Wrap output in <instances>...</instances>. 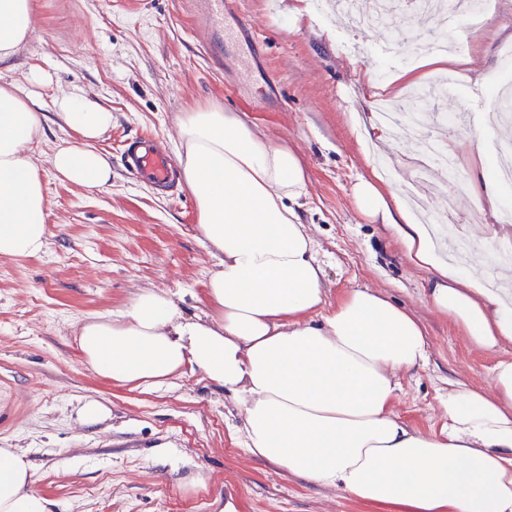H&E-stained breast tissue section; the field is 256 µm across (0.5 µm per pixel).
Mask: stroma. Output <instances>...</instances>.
Segmentation results:
<instances>
[{
	"label": "stroma",
	"instance_id": "1",
	"mask_svg": "<svg viewBox=\"0 0 512 512\" xmlns=\"http://www.w3.org/2000/svg\"><path fill=\"white\" fill-rule=\"evenodd\" d=\"M259 23L260 49L216 32L209 45L205 0H38L34 31L0 82L25 84L33 67L50 75L39 90L52 112L60 90L80 87L112 110L98 147L112 164V184L87 190L62 181L49 162L40 174L49 201V237L37 257H0V448H15L33 467L34 487L55 512H394L314 485L250 455L233 433L237 412L199 372L159 388L122 385L84 362L76 329L88 316L119 310L141 288L173 293L187 317L204 315V284L214 259L196 230L185 186L161 192L135 180L121 161L124 145L153 135L174 150L179 112L220 102L247 113L270 135L288 141L308 176L303 218L319 246L331 301L350 289L377 288L425 326L429 360L402 378L393 409L409 425H443L441 396L449 381L491 389L496 352L472 346L424 293L426 272L413 267L385 225L357 213L352 187L370 169L362 154L399 160L408 145L370 123L380 96L392 95L405 70L427 81L432 67L388 53L389 27L403 44L414 35L465 45L470 74L454 89L426 99L430 114L467 111L466 130L422 123V134L449 143L464 165L463 193L447 195L448 169L435 164L433 213L453 210L468 227L483 266L512 267L496 234L512 237L497 208L478 205L474 186L491 177L512 126L491 123V75L500 46L512 42V0H494L487 25L447 28L425 13L399 9L389 26L362 28L319 10L316 0H227L225 28ZM356 53L345 51V44ZM94 398L110 416L77 419Z\"/></svg>",
	"mask_w": 512,
	"mask_h": 512
}]
</instances>
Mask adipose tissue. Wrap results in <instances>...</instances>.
<instances>
[{
  "mask_svg": "<svg viewBox=\"0 0 512 512\" xmlns=\"http://www.w3.org/2000/svg\"><path fill=\"white\" fill-rule=\"evenodd\" d=\"M35 12L36 0H0V64L30 38ZM49 80L34 68L27 87L0 83V257H35L47 246L41 145L63 180L112 183L98 147L111 109L78 87L60 92L55 120L75 138L50 140L37 93ZM176 126L181 178L215 258L208 310L191 319L173 294L145 289L125 309L85 318L78 344L93 372L137 387L200 372L238 410L250 454L355 501L396 512H512V355L493 365V393L449 382L439 431L408 425L393 402L403 375L428 360L426 329L367 286L330 302L300 213L308 179L298 154L217 103L179 113ZM352 194L359 213L427 271L429 303L474 347L512 344L511 291L448 261L381 177L361 178ZM33 483L24 455L0 448V512H52Z\"/></svg>",
  "mask_w": 512,
  "mask_h": 512,
  "instance_id": "obj_1",
  "label": "adipose tissue"
}]
</instances>
